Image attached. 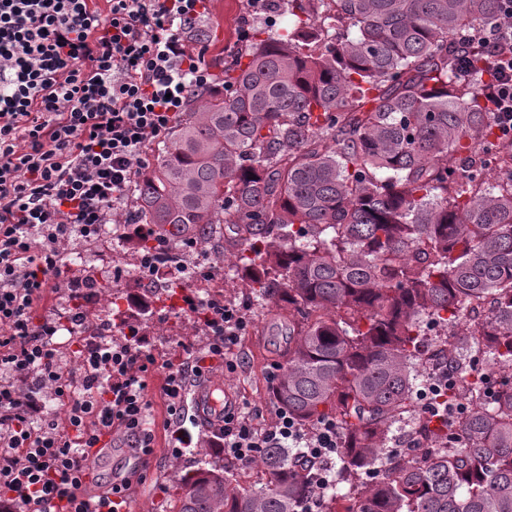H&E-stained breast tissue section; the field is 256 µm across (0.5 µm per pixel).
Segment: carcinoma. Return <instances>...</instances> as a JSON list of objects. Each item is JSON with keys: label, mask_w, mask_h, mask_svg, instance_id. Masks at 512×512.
I'll use <instances>...</instances> for the list:
<instances>
[{"label": "carcinoma", "mask_w": 512, "mask_h": 512, "mask_svg": "<svg viewBox=\"0 0 512 512\" xmlns=\"http://www.w3.org/2000/svg\"><path fill=\"white\" fill-rule=\"evenodd\" d=\"M276 2L293 28L253 23L129 210L143 250L232 227L254 300L288 308L271 395L305 429L334 423L340 450L310 468L265 448L257 488L218 462L176 471L179 512H306L319 494L325 512H512V145L494 142L480 47L503 0ZM432 326L464 405L450 427L417 406ZM408 424L421 456L395 449Z\"/></svg>", "instance_id": "carcinoma-1"}]
</instances>
